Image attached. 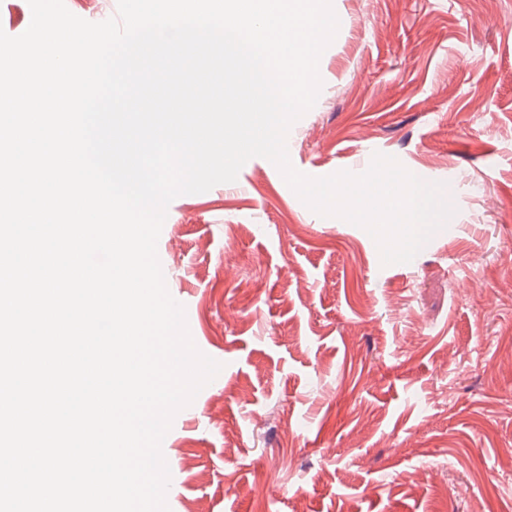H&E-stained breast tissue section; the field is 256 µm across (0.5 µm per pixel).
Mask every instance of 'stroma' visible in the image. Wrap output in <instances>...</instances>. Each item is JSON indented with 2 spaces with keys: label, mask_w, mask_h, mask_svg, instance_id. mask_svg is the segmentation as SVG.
<instances>
[{
  "label": "stroma",
  "mask_w": 512,
  "mask_h": 512,
  "mask_svg": "<svg viewBox=\"0 0 512 512\" xmlns=\"http://www.w3.org/2000/svg\"><path fill=\"white\" fill-rule=\"evenodd\" d=\"M332 4L293 166L396 157L461 230L382 265L261 157L174 199L161 256L223 370L173 420L170 512H512V0Z\"/></svg>",
  "instance_id": "1"
}]
</instances>
